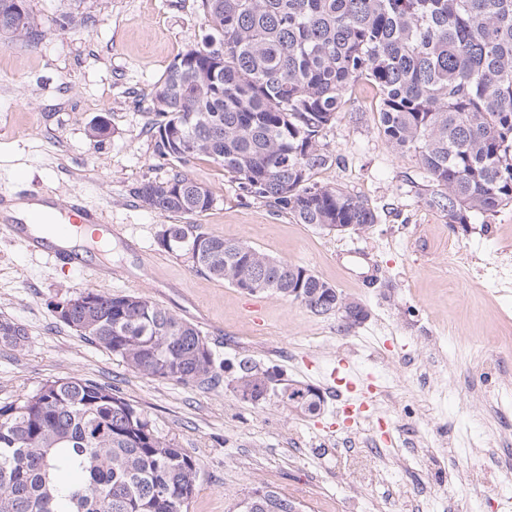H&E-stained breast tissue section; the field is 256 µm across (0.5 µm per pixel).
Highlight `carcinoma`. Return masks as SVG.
I'll list each match as a JSON object with an SVG mask.
<instances>
[{"instance_id": "obj_1", "label": "carcinoma", "mask_w": 512, "mask_h": 512, "mask_svg": "<svg viewBox=\"0 0 512 512\" xmlns=\"http://www.w3.org/2000/svg\"><path fill=\"white\" fill-rule=\"evenodd\" d=\"M208 26L159 81L155 155L184 166L208 157L233 173L245 197L265 199L297 223L329 231L377 222L367 200L310 182L338 160L325 132L357 84L376 90L380 131L428 174L425 203L468 224L512 207V0H197ZM29 0H0V38L34 43ZM135 196L161 216H200L212 193L175 171ZM157 245L196 271L248 294L276 292L310 312L336 309V287L310 269L254 246L164 224ZM87 308L71 297L63 324L143 376L212 382L214 358L196 325L133 294L102 293ZM0 319V344L27 340ZM234 385L262 394L252 360ZM283 407L320 410L310 387L280 390ZM63 469L77 475L64 482ZM199 462L108 385L50 380L0 405V512H188ZM251 512H294L296 502L254 489Z\"/></svg>"}]
</instances>
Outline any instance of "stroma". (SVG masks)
Returning <instances> with one entry per match:
<instances>
[{
    "label": "stroma",
    "mask_w": 512,
    "mask_h": 512,
    "mask_svg": "<svg viewBox=\"0 0 512 512\" xmlns=\"http://www.w3.org/2000/svg\"><path fill=\"white\" fill-rule=\"evenodd\" d=\"M37 43H0V191L81 196L112 225L108 250L86 248L93 268L52 265L0 237V319L26 327L24 346H0V404L69 376L113 386L175 437L201 467L188 512H235L252 489L288 494L304 512H512V207L462 226L429 208L416 158L380 131L375 91L357 85L324 141L339 164L311 180L361 196L375 224L328 232L241 194L223 166L193 160L188 175L214 204L204 231L250 242L312 270L367 318L347 325L275 293H246L160 249L163 216L133 194L167 180L155 156L152 101L168 66L208 28L196 0H30ZM72 24H63L67 13ZM106 117L100 142L88 128ZM87 288L136 294L198 325L218 383L181 384L135 374L59 321L57 302ZM314 388L316 415L283 408L276 393L253 404L230 380L241 357ZM372 386L366 418L347 427L330 388L340 363ZM388 418L395 445L376 447Z\"/></svg>",
    "instance_id": "1"
}]
</instances>
